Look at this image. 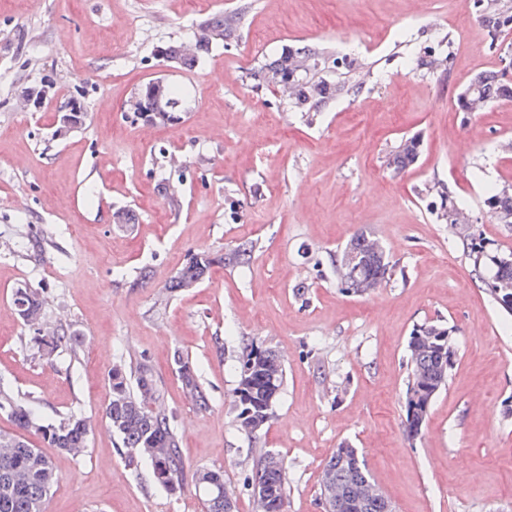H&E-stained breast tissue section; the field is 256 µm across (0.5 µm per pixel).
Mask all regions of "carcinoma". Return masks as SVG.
<instances>
[{"mask_svg":"<svg viewBox=\"0 0 512 512\" xmlns=\"http://www.w3.org/2000/svg\"><path fill=\"white\" fill-rule=\"evenodd\" d=\"M467 10L486 21L489 30L488 48L502 49L501 34L512 31V0H465ZM240 16L236 11L216 14L201 22L196 28L199 39L192 48L184 43H175L164 48L172 62L193 65L199 53L214 44L231 39ZM303 61L310 63L307 71L299 70ZM362 64L356 60L346 61L331 56L319 49L288 48L279 58L249 72V79L259 87L270 78L280 76L288 81V100L298 108L319 112L336 93H355L362 87L356 79ZM512 100V80L505 76L489 77L477 75L469 86L457 97V110L479 112L489 103ZM185 104L184 96L172 85H163L159 93L145 90L139 106L134 112L153 125H168L173 102ZM421 151L420 140L405 138L393 150L391 165L402 170L413 165ZM443 207L441 216L453 214L456 222L467 219L468 206L461 200L447 197L440 192ZM489 213L500 224H512V188L504 186L493 190L486 198ZM257 243L245 242L229 254L208 251L194 252L185 265L170 279L167 291L176 293L193 288L204 280L211 268L224 261L238 262L251 256ZM468 256L474 269L486 266L495 269L492 287L488 291L497 297L496 287L512 288V264H496L489 259L486 245L477 238L467 243ZM336 280L343 288L354 293H365L389 280L393 264L389 260L382 242L373 234L361 231L354 235L337 254ZM13 311L22 322L35 332V340L41 356L48 363L62 343L66 342L64 330L44 326V306L40 293L31 288H18L13 294ZM245 361L257 362L250 379L240 380L234 391L235 422L241 431H246L251 420L265 427L273 417L277 398L284 385V367L280 356L271 349H250L242 356ZM174 362L187 397L198 407L208 406L209 398L189 360L177 353ZM410 370L405 390V432L419 433L422 417L428 415L430 405L414 400L410 393L420 378L428 376L431 381L441 373L440 353L431 348H418L409 353ZM110 398L103 414L112 432L118 436L122 447L130 458H144L151 463L155 481L171 493L181 490L186 463L181 455L179 437L173 417L164 405V388L152 366L144 358L112 367L108 375ZM0 411L8 414L21 434L0 433V512H46L51 489L56 482L52 461L39 449L22 437L24 432H34L47 440L50 446L74 456L87 448L92 432L91 423L76 415H70L59 423H46L34 407L19 402L10 387L0 383ZM331 476L341 487L345 500L323 503L324 512H384V503L370 500L351 511L345 502L351 500L359 485L372 481L364 457L345 458L342 448H337L323 466L322 476ZM198 492L202 493L205 512H224V474L211 469H198L192 475ZM252 484L259 485L270 498L272 512H285L288 486L287 468L283 460L272 454L264 457L257 468Z\"/></svg>","mask_w":512,"mask_h":512,"instance_id":"carcinoma-1","label":"carcinoma"}]
</instances>
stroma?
Returning a JSON list of instances; mask_svg holds the SVG:
<instances>
[{
    "label": "stroma",
    "mask_w": 512,
    "mask_h": 512,
    "mask_svg": "<svg viewBox=\"0 0 512 512\" xmlns=\"http://www.w3.org/2000/svg\"><path fill=\"white\" fill-rule=\"evenodd\" d=\"M242 0H0V308L14 288L44 299L45 321L72 335L46 364L20 319L0 321V378L44 417L91 421L81 456L29 440L58 480L47 512H204L193 483L175 493L129 461L102 417L109 370L150 360L175 416L188 470L224 473L236 512H258L252 477L273 452L288 468L286 512H324L322 470L336 448L363 453L395 512H512V315L476 278L468 236L512 252L488 187L512 184V102L460 112L476 75H497L499 53L465 16L464 0H251L231 44L187 68L158 49L190 40ZM449 44L446 71L428 72L427 46ZM323 48L373 63L358 94L303 112L248 71L288 47ZM163 77L188 92L181 123L143 139L128 109ZM51 81L79 99L83 125L55 137L57 112L20 109L26 86ZM418 137L416 164L388 160ZM181 183L178 205L163 196ZM470 207L471 223L433 209L438 184ZM27 209H16L15 195ZM132 210L135 221L112 215ZM384 245L391 279L347 293L331 260L359 231ZM45 242L41 261L20 242ZM258 245L244 263L215 266L168 294L190 252ZM142 287H134L136 278ZM450 328L456 359L417 437L404 431L407 345L423 323ZM275 350L285 381L259 438L238 430L233 392L244 344ZM192 362L209 394L197 408L175 372Z\"/></svg>",
    "instance_id": "1"
}]
</instances>
